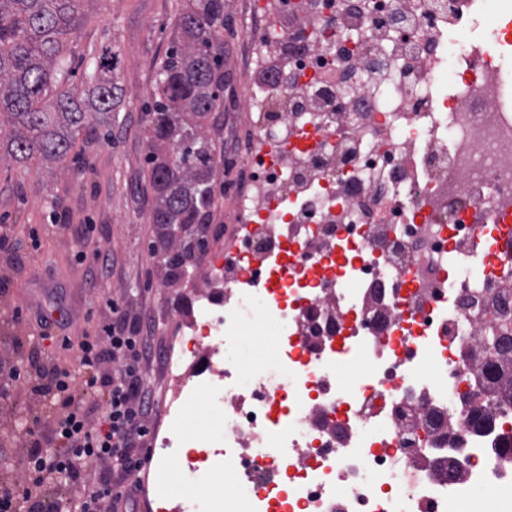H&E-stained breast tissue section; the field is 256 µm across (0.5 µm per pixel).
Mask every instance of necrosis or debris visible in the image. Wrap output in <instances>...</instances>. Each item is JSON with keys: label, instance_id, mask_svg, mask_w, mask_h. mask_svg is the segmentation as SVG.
<instances>
[{"label": "necrosis or debris", "instance_id": "obj_1", "mask_svg": "<svg viewBox=\"0 0 512 512\" xmlns=\"http://www.w3.org/2000/svg\"><path fill=\"white\" fill-rule=\"evenodd\" d=\"M252 0L257 61L230 205L238 235L196 280L164 362L179 383L160 438L206 512H512L496 431L447 411L512 336V246L474 245L512 215L508 31L484 0ZM250 380L236 364L244 312ZM207 441L182 429L200 397Z\"/></svg>", "mask_w": 512, "mask_h": 512}]
</instances>
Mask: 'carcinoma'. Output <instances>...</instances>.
I'll list each match as a JSON object with an SVG mask.
<instances>
[{
	"mask_svg": "<svg viewBox=\"0 0 512 512\" xmlns=\"http://www.w3.org/2000/svg\"><path fill=\"white\" fill-rule=\"evenodd\" d=\"M77 0H0V149L17 162L36 158L65 164L75 134L112 122L119 54H94L89 86L70 83L66 36ZM224 0H191L180 15L145 111L153 140L144 159L158 202L152 223L181 246L179 224H207L224 151L206 130L224 101ZM493 390L512 389V360L492 367Z\"/></svg>",
	"mask_w": 512,
	"mask_h": 512,
	"instance_id": "cac0c4a2",
	"label": "carcinoma"
}]
</instances>
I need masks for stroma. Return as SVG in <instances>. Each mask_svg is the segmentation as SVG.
Instances as JSON below:
<instances>
[{
  "instance_id": "stroma-1",
  "label": "stroma",
  "mask_w": 512,
  "mask_h": 512,
  "mask_svg": "<svg viewBox=\"0 0 512 512\" xmlns=\"http://www.w3.org/2000/svg\"><path fill=\"white\" fill-rule=\"evenodd\" d=\"M189 0H78L75 29L69 37L72 81L85 86L92 55L109 44L120 57L116 80V118L111 125L89 127L76 136L65 164L18 163L0 153V225L14 231L16 245L0 251V384H11L14 399L0 401V475L22 482L27 477L20 415L36 412L39 400L29 384L13 381L38 329V317L52 323L53 340L44 341L42 368L69 370L78 363L75 349L62 338L95 335L108 300H125L130 316L155 323L154 345L166 348L171 330L190 312L191 281L170 279L162 257L164 229L151 220L155 193L144 156L151 129L144 104L150 99L159 64L175 24ZM224 106L207 121L210 137L224 151L221 184L237 181L241 159L239 134L251 122L241 101L258 70L249 56L251 43L243 0H224ZM68 225L66 234L53 232ZM94 225L85 235L86 225ZM37 240H30V231ZM107 253V281H87L74 264L83 243ZM153 394L146 422L165 424V407L174 386L162 359L142 365Z\"/></svg>"
}]
</instances>
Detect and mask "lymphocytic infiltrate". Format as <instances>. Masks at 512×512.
<instances>
[{"label": "lymphocytic infiltrate", "instance_id": "obj_1", "mask_svg": "<svg viewBox=\"0 0 512 512\" xmlns=\"http://www.w3.org/2000/svg\"><path fill=\"white\" fill-rule=\"evenodd\" d=\"M107 308L101 335H85L78 342L82 384H75L69 370L55 367L32 385L33 395L51 400L52 424L44 426L38 415L29 417L28 481L19 489L9 478L0 479V512H61V503L46 492L50 478L59 475L76 483L79 512H132L139 482L94 481L87 470L112 460L124 473L142 470L144 460L136 450L149 434L151 397L140 365L154 358L155 349L150 322L129 319L123 303L115 300ZM93 394L104 400L96 419L81 406ZM48 436L54 441L50 448L43 445Z\"/></svg>", "mask_w": 512, "mask_h": 512}]
</instances>
